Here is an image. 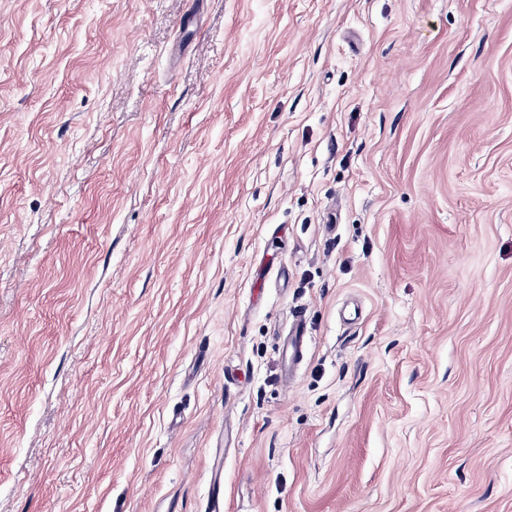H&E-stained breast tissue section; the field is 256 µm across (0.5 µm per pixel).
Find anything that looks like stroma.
Masks as SVG:
<instances>
[{
  "instance_id": "1",
  "label": "stroma",
  "mask_w": 512,
  "mask_h": 512,
  "mask_svg": "<svg viewBox=\"0 0 512 512\" xmlns=\"http://www.w3.org/2000/svg\"><path fill=\"white\" fill-rule=\"evenodd\" d=\"M218 457L224 512H512V0H0V512ZM288 343L285 346V352L288 355V379L291 373L299 365L303 358L307 344V336L303 320L297 316L291 324L288 332Z\"/></svg>"
}]
</instances>
